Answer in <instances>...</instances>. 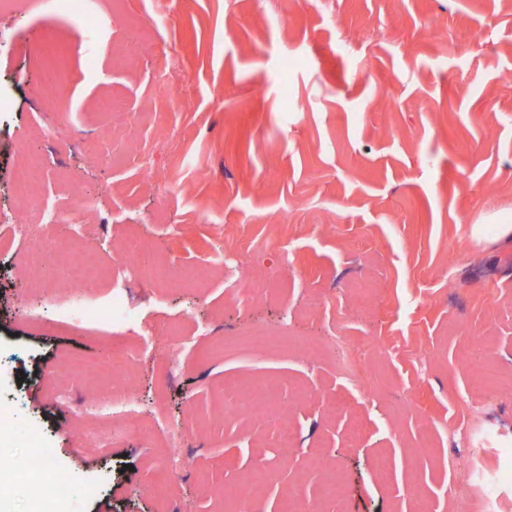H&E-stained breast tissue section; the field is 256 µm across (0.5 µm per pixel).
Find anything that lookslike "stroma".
I'll return each instance as SVG.
<instances>
[{
	"instance_id": "stroma-1",
	"label": "stroma",
	"mask_w": 512,
	"mask_h": 512,
	"mask_svg": "<svg viewBox=\"0 0 512 512\" xmlns=\"http://www.w3.org/2000/svg\"><path fill=\"white\" fill-rule=\"evenodd\" d=\"M79 6L80 26L55 0L0 12V217L39 157L59 211L74 186L95 205L81 238L45 235L97 270L71 283L0 233V463L39 450L71 487L54 512H252L225 492L257 480L259 512L294 492L320 512H512V484L482 479L512 471V248L472 236L512 211V0ZM49 38L67 49L57 104L37 92ZM130 237L133 319L85 324ZM282 328L285 348L267 339ZM117 334L138 357L112 375ZM340 336L368 386L337 373ZM478 349L502 385L473 378ZM115 379L162 435L92 437ZM267 380L291 447L224 415L225 388Z\"/></svg>"
}]
</instances>
